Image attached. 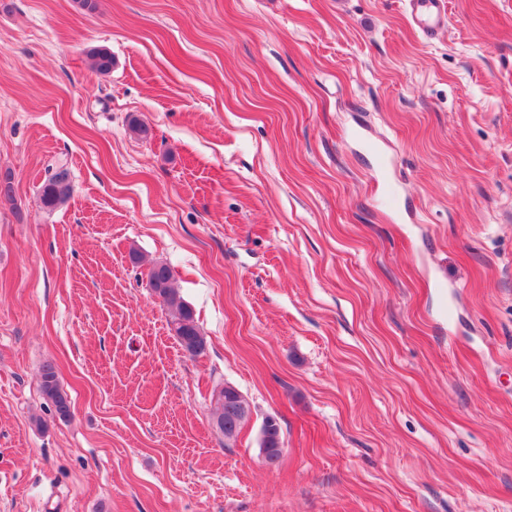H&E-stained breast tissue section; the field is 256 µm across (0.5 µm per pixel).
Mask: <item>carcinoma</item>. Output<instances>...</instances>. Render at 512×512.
Listing matches in <instances>:
<instances>
[{
    "mask_svg": "<svg viewBox=\"0 0 512 512\" xmlns=\"http://www.w3.org/2000/svg\"><path fill=\"white\" fill-rule=\"evenodd\" d=\"M89 58L92 68L97 73L107 75L112 71L114 59L107 50L93 48L89 50ZM71 193L70 173L66 167L60 166L44 182L40 200L43 206L54 208L66 201ZM150 273L153 284L152 291L168 312L169 330L173 332L183 350L190 352V356L196 357L203 354L207 348V341L199 330L192 308L181 297L178 289L173 286L169 266L163 262H156L151 265ZM41 392L43 398L54 407L59 417H69L71 406L69 396L60 384L55 367L50 363L42 366ZM228 393L229 388L224 387L216 394L214 418L225 417L231 423L233 416L236 415V406L233 403L224 404ZM262 434L259 447L265 449L271 461H278L282 454L284 441L281 427L275 418H266V426Z\"/></svg>",
    "mask_w": 512,
    "mask_h": 512,
    "instance_id": "carcinoma-1",
    "label": "carcinoma"
}]
</instances>
